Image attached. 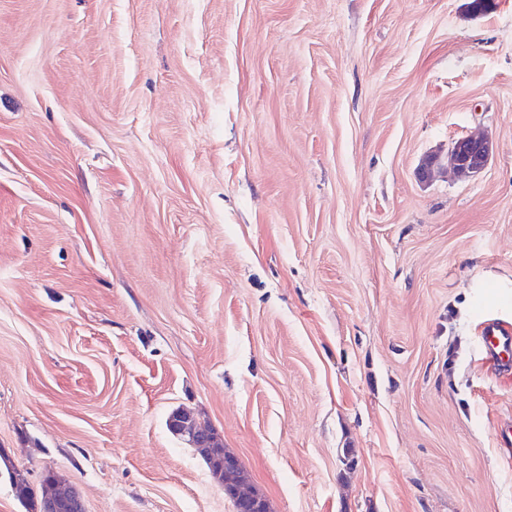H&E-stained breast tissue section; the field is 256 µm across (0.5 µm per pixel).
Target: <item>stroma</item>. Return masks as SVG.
Masks as SVG:
<instances>
[{"label": "stroma", "mask_w": 512, "mask_h": 512, "mask_svg": "<svg viewBox=\"0 0 512 512\" xmlns=\"http://www.w3.org/2000/svg\"><path fill=\"white\" fill-rule=\"evenodd\" d=\"M0 0V453L87 512H512V0ZM484 133V171H416ZM482 349L488 361L512 368V328L498 320H487L482 326ZM167 427L174 435L183 437L192 448L201 452L206 460L216 463L212 474L224 488L225 493L237 504V510L246 512L266 507L265 498L248 493L243 487L246 477L240 472L239 459L233 453L224 452L223 439L208 425L199 423L191 414L174 410L167 418ZM223 449V450H222Z\"/></svg>", "instance_id": "35a3bbf8"}]
</instances>
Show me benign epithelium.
Listing matches in <instances>:
<instances>
[{
  "label": "benign epithelium",
  "mask_w": 512,
  "mask_h": 512,
  "mask_svg": "<svg viewBox=\"0 0 512 512\" xmlns=\"http://www.w3.org/2000/svg\"><path fill=\"white\" fill-rule=\"evenodd\" d=\"M492 154V142L484 134H471L454 141L448 151V167L458 175H471L483 170ZM169 431L184 438L188 444L214 463L212 474L224 488L225 493L237 504V510L250 509L256 512L267 506L260 495L245 490V476L240 472L239 459L232 453L224 452L223 439L208 425L199 423L191 414L174 410L167 418ZM46 475L41 499V512H87L84 501L72 488L58 482L53 472Z\"/></svg>",
  "instance_id": "benign-epithelium-1"
}]
</instances>
